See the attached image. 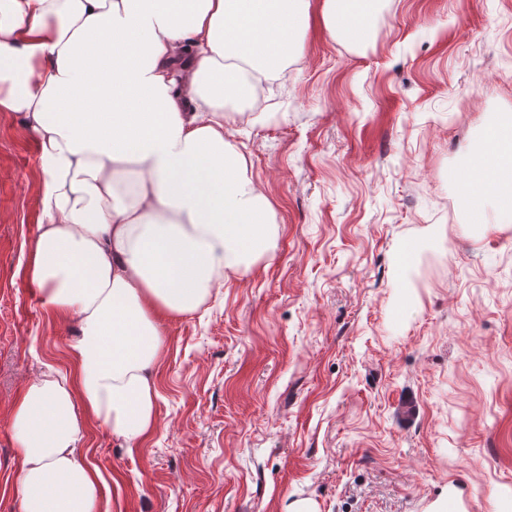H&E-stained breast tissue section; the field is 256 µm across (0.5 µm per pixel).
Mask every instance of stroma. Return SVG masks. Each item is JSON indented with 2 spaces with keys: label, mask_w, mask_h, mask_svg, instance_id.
Segmentation results:
<instances>
[{
  "label": "stroma",
  "mask_w": 512,
  "mask_h": 512,
  "mask_svg": "<svg viewBox=\"0 0 512 512\" xmlns=\"http://www.w3.org/2000/svg\"><path fill=\"white\" fill-rule=\"evenodd\" d=\"M512 113V0H376L361 43L311 27L263 114L228 137L277 224L270 257L166 325L156 426H90L102 512H512V223L460 170ZM36 145L0 113V512L11 413L69 371L75 320L24 274Z\"/></svg>",
  "instance_id": "1"
}]
</instances>
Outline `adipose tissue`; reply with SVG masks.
Returning <instances> with one entry per match:
<instances>
[{"label": "adipose tissue", "instance_id": "ef3b65f1", "mask_svg": "<svg viewBox=\"0 0 512 512\" xmlns=\"http://www.w3.org/2000/svg\"><path fill=\"white\" fill-rule=\"evenodd\" d=\"M373 0H0V112L37 146L40 219L26 267L45 310L76 319L73 371L15 400L20 512H99L78 453L89 423L134 448L156 424L165 321L269 254L276 223L239 147L234 104L279 80L312 20L364 41ZM508 113L466 163L462 198L512 222Z\"/></svg>", "mask_w": 512, "mask_h": 512}]
</instances>
